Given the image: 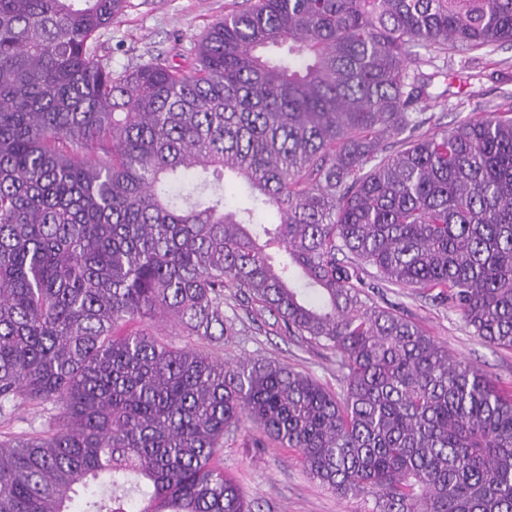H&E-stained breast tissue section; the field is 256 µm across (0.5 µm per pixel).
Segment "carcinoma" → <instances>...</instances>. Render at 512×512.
I'll list each match as a JSON object with an SVG mask.
<instances>
[{
    "label": "carcinoma",
    "instance_id": "obj_1",
    "mask_svg": "<svg viewBox=\"0 0 512 512\" xmlns=\"http://www.w3.org/2000/svg\"><path fill=\"white\" fill-rule=\"evenodd\" d=\"M126 3L0 0V416L61 410L0 439V512H253L242 432L371 512H512V390L366 291L512 350V109L424 132L448 72L409 71L511 44L512 0H245L191 68L117 71ZM226 288L340 391L160 337L235 335ZM51 403L20 404L10 418L0 417V438L20 437L44 431L48 426V417L57 410Z\"/></svg>",
    "mask_w": 512,
    "mask_h": 512
}]
</instances>
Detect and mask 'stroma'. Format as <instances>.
Instances as JSON below:
<instances>
[{
	"label": "stroma",
	"mask_w": 512,
	"mask_h": 512,
	"mask_svg": "<svg viewBox=\"0 0 512 512\" xmlns=\"http://www.w3.org/2000/svg\"><path fill=\"white\" fill-rule=\"evenodd\" d=\"M239 0H128L124 15L103 30L100 55L113 69L155 57L174 65L190 66L195 39L209 26L236 9ZM438 65L458 77L471 76L467 88L457 79L444 97L428 101L425 110L441 126L452 124L458 114L479 116L483 105L497 104L512 91V46L501 45L471 54L446 55ZM375 302L391 306L415 321L445 345L456 360L477 366L499 385L512 386V350L502 349L472 336L463 321L447 306L421 292L386 285L369 291ZM224 314L233 318L237 334L212 346L213 355L234 364L246 359L275 360L305 372L338 389L341 376L331 351L292 340L273 331L269 316L224 302ZM52 404L26 402L11 417H0V438L32 435L46 430ZM224 468L241 484L254 512H370V497H340L311 480L297 453L289 448L254 447L238 434L225 439Z\"/></svg>",
	"instance_id": "1"
}]
</instances>
